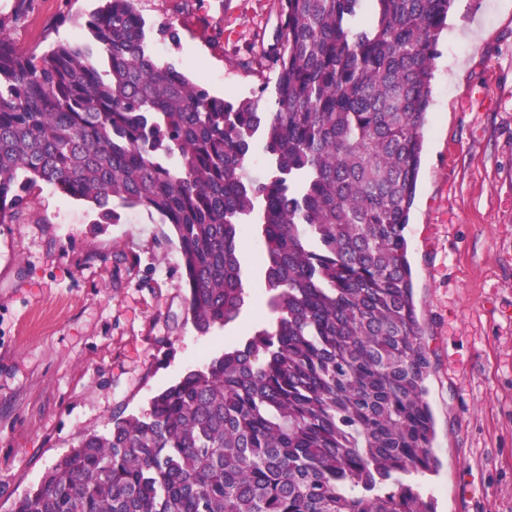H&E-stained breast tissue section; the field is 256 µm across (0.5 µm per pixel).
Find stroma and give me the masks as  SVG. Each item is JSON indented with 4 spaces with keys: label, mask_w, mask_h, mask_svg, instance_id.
Returning <instances> with one entry per match:
<instances>
[{
    "label": "stroma",
    "mask_w": 512,
    "mask_h": 512,
    "mask_svg": "<svg viewBox=\"0 0 512 512\" xmlns=\"http://www.w3.org/2000/svg\"><path fill=\"white\" fill-rule=\"evenodd\" d=\"M9 37L22 52L81 42L95 0H30ZM155 59L211 94L249 97L253 50L274 40L275 0H137ZM172 25L179 44L158 28ZM43 185L0 224V512L84 433L145 410L158 391L266 318L261 244L242 243L240 320H185L179 253L142 209L100 224ZM438 468L436 512H512V0H455L433 63L418 189L406 228Z\"/></svg>",
    "instance_id": "1"
}]
</instances>
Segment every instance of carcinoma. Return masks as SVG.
Masks as SVG:
<instances>
[{
	"label": "carcinoma",
	"mask_w": 512,
	"mask_h": 512,
	"mask_svg": "<svg viewBox=\"0 0 512 512\" xmlns=\"http://www.w3.org/2000/svg\"><path fill=\"white\" fill-rule=\"evenodd\" d=\"M99 2L90 45L41 55L0 17V224L42 183L98 224L157 215L202 334L243 311L255 225L268 321L82 435L11 512H434L405 229L455 0H277L271 96L236 100L156 62L136 0Z\"/></svg>",
	"instance_id": "1"
}]
</instances>
